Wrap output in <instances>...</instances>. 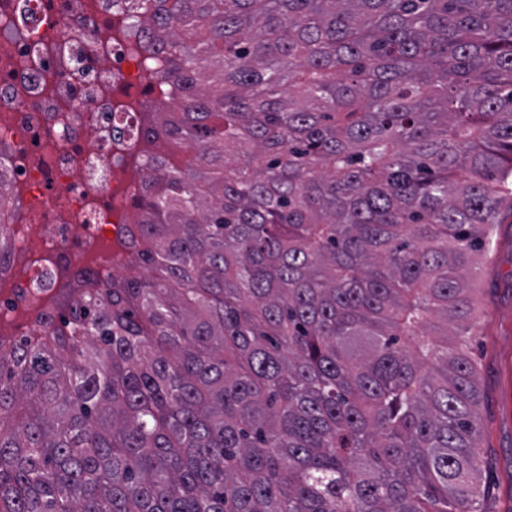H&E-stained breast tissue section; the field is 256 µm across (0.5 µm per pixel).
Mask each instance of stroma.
<instances>
[{
    "label": "stroma",
    "instance_id": "stroma-1",
    "mask_svg": "<svg viewBox=\"0 0 512 512\" xmlns=\"http://www.w3.org/2000/svg\"><path fill=\"white\" fill-rule=\"evenodd\" d=\"M478 280L473 355L480 380L481 479L493 512H512V195L503 198Z\"/></svg>",
    "mask_w": 512,
    "mask_h": 512
}]
</instances>
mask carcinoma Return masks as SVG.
Masks as SVG:
<instances>
[{
	"instance_id": "obj_1",
	"label": "carcinoma",
	"mask_w": 512,
	"mask_h": 512,
	"mask_svg": "<svg viewBox=\"0 0 512 512\" xmlns=\"http://www.w3.org/2000/svg\"><path fill=\"white\" fill-rule=\"evenodd\" d=\"M185 101L118 274L0 340V512H491L470 351L512 0H132Z\"/></svg>"
}]
</instances>
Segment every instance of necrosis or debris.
I'll return each mask as SVG.
<instances>
[{
	"label": "necrosis or debris",
	"mask_w": 512,
	"mask_h": 512,
	"mask_svg": "<svg viewBox=\"0 0 512 512\" xmlns=\"http://www.w3.org/2000/svg\"><path fill=\"white\" fill-rule=\"evenodd\" d=\"M125 20L122 0H0V337L38 335L60 288L122 266L158 95L148 32Z\"/></svg>",
	"instance_id": "1"
}]
</instances>
